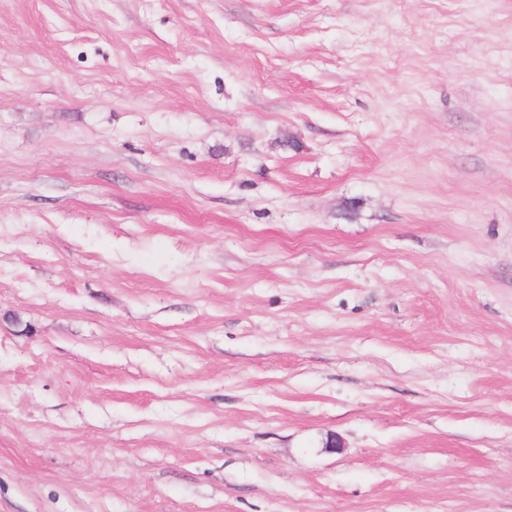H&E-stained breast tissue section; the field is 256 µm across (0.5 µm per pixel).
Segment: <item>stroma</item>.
<instances>
[{"instance_id": "1", "label": "stroma", "mask_w": 512, "mask_h": 512, "mask_svg": "<svg viewBox=\"0 0 512 512\" xmlns=\"http://www.w3.org/2000/svg\"><path fill=\"white\" fill-rule=\"evenodd\" d=\"M0 512H512V0H0Z\"/></svg>"}]
</instances>
